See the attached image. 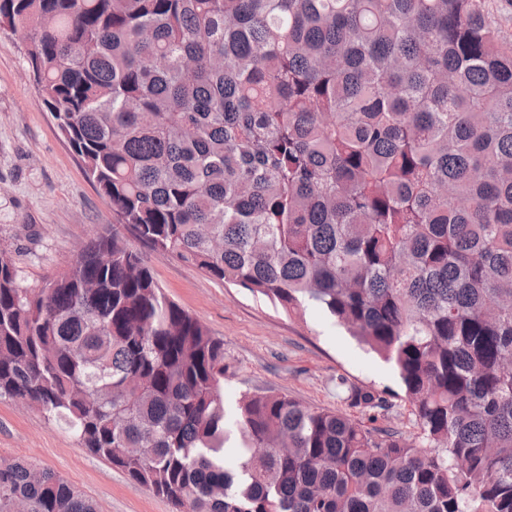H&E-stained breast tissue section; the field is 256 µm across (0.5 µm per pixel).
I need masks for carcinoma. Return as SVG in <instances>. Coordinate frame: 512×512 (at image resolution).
Masks as SVG:
<instances>
[{
    "mask_svg": "<svg viewBox=\"0 0 512 512\" xmlns=\"http://www.w3.org/2000/svg\"><path fill=\"white\" fill-rule=\"evenodd\" d=\"M88 179L141 244L398 375L410 441L273 391L118 232L41 288L0 252V398L176 512H512V47L485 0H0ZM336 388L387 411L371 385ZM99 512L0 461V512Z\"/></svg>",
    "mask_w": 512,
    "mask_h": 512,
    "instance_id": "cac0c4a2",
    "label": "carcinoma"
}]
</instances>
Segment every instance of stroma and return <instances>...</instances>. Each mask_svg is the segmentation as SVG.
<instances>
[{"instance_id": "stroma-1", "label": "stroma", "mask_w": 512, "mask_h": 512, "mask_svg": "<svg viewBox=\"0 0 512 512\" xmlns=\"http://www.w3.org/2000/svg\"><path fill=\"white\" fill-rule=\"evenodd\" d=\"M116 224L30 81L24 44L0 30V251L12 257L24 285L40 287L69 266L75 243ZM140 252L163 291L223 338L226 401L271 390L307 407L347 412L416 436L412 407L391 365L360 347L321 309L289 315L175 256L145 246ZM340 376L386 392L391 409L374 417L350 409L336 389ZM17 458L59 474L96 500L100 512H175L65 428L21 401L0 398V459Z\"/></svg>"}]
</instances>
